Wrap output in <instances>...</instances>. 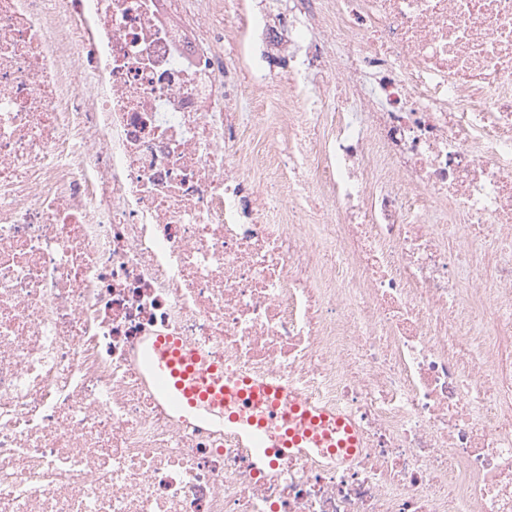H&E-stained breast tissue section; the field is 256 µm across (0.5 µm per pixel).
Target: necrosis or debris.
Listing matches in <instances>:
<instances>
[{
	"mask_svg": "<svg viewBox=\"0 0 512 512\" xmlns=\"http://www.w3.org/2000/svg\"><path fill=\"white\" fill-rule=\"evenodd\" d=\"M160 336L360 448L256 468ZM0 512H512V0H0Z\"/></svg>",
	"mask_w": 512,
	"mask_h": 512,
	"instance_id": "obj_1",
	"label": "necrosis or debris"
}]
</instances>
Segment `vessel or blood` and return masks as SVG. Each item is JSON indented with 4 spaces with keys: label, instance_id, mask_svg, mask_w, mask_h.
I'll return each instance as SVG.
<instances>
[{
    "label": "vessel or blood",
    "instance_id": "vessel-or-blood-1",
    "mask_svg": "<svg viewBox=\"0 0 512 512\" xmlns=\"http://www.w3.org/2000/svg\"><path fill=\"white\" fill-rule=\"evenodd\" d=\"M156 357L151 376L156 388L175 407L193 408L199 419H206L215 409L231 405L229 421H238L235 407L248 405L258 414L249 422L239 423V434L254 448L258 463L277 453L298 448L311 450L318 434H336L346 425L343 415L330 416L303 399L289 396L285 387L264 380L251 379L246 385H213L218 364H201L198 357L183 353L179 340L163 337L154 345Z\"/></svg>",
    "mask_w": 512,
    "mask_h": 512
}]
</instances>
